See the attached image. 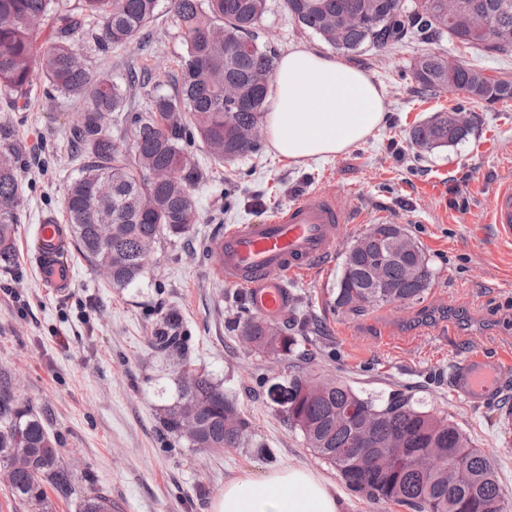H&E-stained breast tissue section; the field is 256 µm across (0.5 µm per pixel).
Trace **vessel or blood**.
Instances as JSON below:
<instances>
[{
  "mask_svg": "<svg viewBox=\"0 0 512 512\" xmlns=\"http://www.w3.org/2000/svg\"><path fill=\"white\" fill-rule=\"evenodd\" d=\"M349 210L331 193L314 191L260 224L227 229L215 247V263L225 283L245 289L252 307L275 316L288 304L286 279L305 276L331 258ZM499 241L512 244V181L496 185L488 209ZM68 231L49 219L35 242L44 285L63 292L73 280ZM455 392L481 404L499 388V367L482 356L468 358L453 372Z\"/></svg>",
  "mask_w": 512,
  "mask_h": 512,
  "instance_id": "vessel-or-blood-1",
  "label": "vessel or blood"
}]
</instances>
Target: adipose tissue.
<instances>
[{
	"mask_svg": "<svg viewBox=\"0 0 512 512\" xmlns=\"http://www.w3.org/2000/svg\"><path fill=\"white\" fill-rule=\"evenodd\" d=\"M385 118V94L361 68L301 47L280 58L266 116L275 155L328 158L363 142ZM213 512H344V502L323 475L285 466L229 481Z\"/></svg>",
	"mask_w": 512,
	"mask_h": 512,
	"instance_id": "ef3b65f1",
	"label": "adipose tissue"
}]
</instances>
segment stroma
<instances>
[{"mask_svg":"<svg viewBox=\"0 0 512 512\" xmlns=\"http://www.w3.org/2000/svg\"><path fill=\"white\" fill-rule=\"evenodd\" d=\"M257 35L277 56L296 46L331 51L288 17L282 0H270ZM77 49L90 67L119 83L131 70L150 68L167 94L186 54L164 11L111 54L99 53L87 38ZM430 50L512 79V55L487 57L446 37L350 56L385 92L383 128L343 153L306 163L274 157L265 141L258 153L214 166L194 145L195 159L210 170L194 191L200 221L189 239L155 245L143 277L124 288L112 287L75 251L67 291L47 288L37 272L38 225L49 217L67 220L64 195L75 175L68 135L81 102L41 78L34 81L29 110L14 112L0 102V119L11 120L24 150L17 264L0 270V372L12 375L20 402L32 405L58 436L73 485L105 488L123 512H211L225 483L282 466L303 465L339 482L268 394L282 379V363L243 345L242 289L225 285L203 256L204 246L232 225L262 223L307 192L325 189L356 216L330 259L288 283L309 322L295 364L363 390L409 387L494 461L503 512H512V428L503 427L499 411L503 403L512 407V245L498 242L487 222L495 185L512 180V100L475 106L460 92H422L411 66ZM457 106L475 115L470 134L450 147L418 151L411 129ZM434 176L449 179L447 196L418 192V183ZM384 218L404 225L421 245L433 272L428 290L401 307L336 311L346 248ZM172 313L182 322L193 369L221 383L247 421L241 446L202 453L164 436L161 419L178 399L181 367L148 340ZM475 355L501 369L490 406L465 400L451 386L455 367Z\"/></svg>","mask_w":512,"mask_h":512,"instance_id":"35a3bbf8","label":"stroma"}]
</instances>
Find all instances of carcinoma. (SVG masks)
Segmentation results:
<instances>
[{
  "label": "carcinoma",
  "instance_id": "obj_1",
  "mask_svg": "<svg viewBox=\"0 0 512 512\" xmlns=\"http://www.w3.org/2000/svg\"><path fill=\"white\" fill-rule=\"evenodd\" d=\"M175 18L186 43L178 64L176 92L147 94L140 111L124 112L126 96L106 72L93 71L76 50L91 32L95 48L112 52L134 40L153 20L161 2ZM0 0V95L18 111L26 109L34 76L39 74L54 90L84 103L72 131V158L79 175L67 186L64 206L76 248L95 267H112L110 284L124 288L141 278L147 259L145 241L158 243L186 238L198 223L193 191L204 179L202 166L188 156L187 145L198 138L211 158L222 163L257 151L259 144L237 139L242 126L262 122L275 73V56L258 42L256 29L268 11V0ZM486 15L484 34L468 37L456 30L448 15V0H283V8L305 30L345 54L366 48L386 51L405 39L435 41L445 36L485 53L512 50V0H464ZM349 11L365 13L364 24L344 22ZM45 33L44 44L37 36ZM412 75L424 92L463 91L474 103L494 104L512 99V80L482 79L476 66L448 65V59L428 51L412 64ZM241 90L236 101L224 99V82ZM124 114L129 142L108 132L105 115ZM470 128L448 132L428 123L414 126L412 143L431 152L455 145ZM22 146L13 125L0 121V269L16 264L15 247L23 197L20 158ZM166 169L170 180L150 178ZM375 253L346 250L336 282V310L353 295L374 297L373 305H389L378 297L370 279ZM421 267L420 278L405 275L404 265L392 263L387 278L397 285L406 303L421 299L432 270L422 249L408 258ZM289 328L278 327L265 336L264 323L244 320L242 332L259 342V350L292 354L298 339ZM149 345L186 361L188 346L179 318L172 315L150 337ZM324 394L302 402L301 416L307 447L336 469L345 487L370 501L395 503L409 512H501L496 470L490 457L473 447L470 438L444 415L422 407L408 388L396 385L386 392L367 393L329 376ZM179 400L191 395L202 404L200 430L193 448H236L247 423L223 387L204 374L182 371ZM366 402L375 407L393 403L392 416L378 426L388 438L400 434L408 448H440L437 468L424 475L400 461L388 475L366 476L354 461L332 452L348 447L350 431L339 414ZM411 406L413 411L401 408ZM175 405L166 409L163 431L182 438ZM453 448V455L448 449ZM464 459L466 468L454 486L445 473ZM0 475L14 500L31 512H48L47 489L78 496V512H112L116 505L108 491L93 486L83 493L72 487L69 469L59 457V440L45 419L18 402L9 374L0 373Z\"/></svg>",
  "mask_w": 512,
  "mask_h": 512
}]
</instances>
